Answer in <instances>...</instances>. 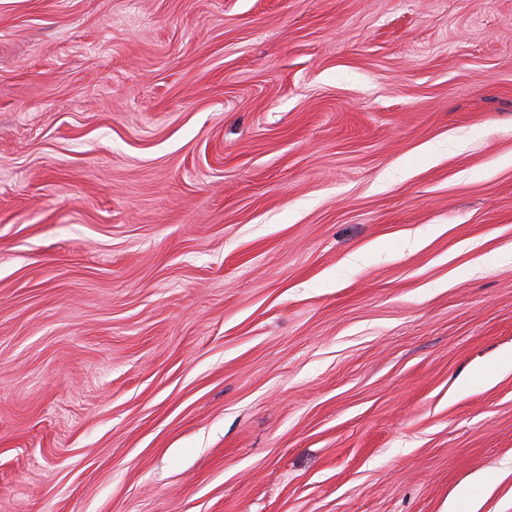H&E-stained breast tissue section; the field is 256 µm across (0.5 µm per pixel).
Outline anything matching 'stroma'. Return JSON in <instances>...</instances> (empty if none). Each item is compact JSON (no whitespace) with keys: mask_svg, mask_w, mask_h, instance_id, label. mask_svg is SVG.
<instances>
[{"mask_svg":"<svg viewBox=\"0 0 512 512\" xmlns=\"http://www.w3.org/2000/svg\"><path fill=\"white\" fill-rule=\"evenodd\" d=\"M507 252L512 0H0V512H512Z\"/></svg>","mask_w":512,"mask_h":512,"instance_id":"1","label":"stroma"}]
</instances>
